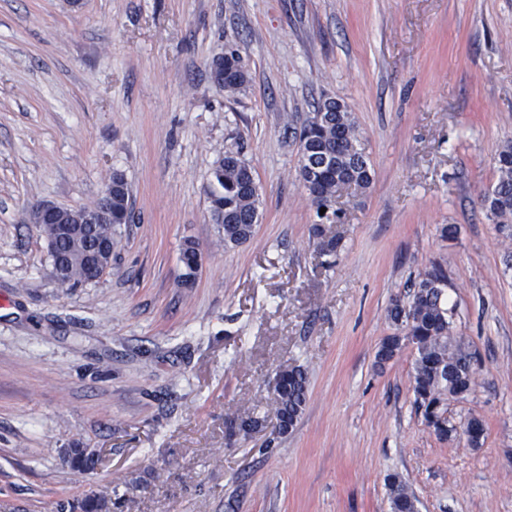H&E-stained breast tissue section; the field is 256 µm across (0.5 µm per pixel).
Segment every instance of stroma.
I'll list each match as a JSON object with an SVG mask.
<instances>
[{"mask_svg": "<svg viewBox=\"0 0 512 512\" xmlns=\"http://www.w3.org/2000/svg\"><path fill=\"white\" fill-rule=\"evenodd\" d=\"M236 52V94L213 60ZM335 96L371 188L344 192L322 254L297 131ZM512 141V0H0V512H512V239L487 216ZM252 168L260 219L228 246L215 162ZM132 221L112 265L60 287L29 218L93 208L114 173ZM455 234L443 238V226ZM202 266L181 282L185 240ZM476 350L473 391L441 439L414 403L413 347L385 365L387 308L433 265ZM308 374L279 434L272 382ZM261 417L228 437V417ZM69 448H98L79 471ZM212 75L216 84L219 86L224 85V89L230 92H236L245 87L248 82L247 73L243 69L236 68V71L230 76V78L224 84V78L227 73L224 72V59L223 56L217 57L212 65ZM386 487L391 512H417L418 500L403 479L398 475H389Z\"/></svg>", "mask_w": 512, "mask_h": 512, "instance_id": "1", "label": "stroma"}]
</instances>
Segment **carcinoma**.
<instances>
[{"label":"carcinoma","instance_id":"obj_1","mask_svg":"<svg viewBox=\"0 0 512 512\" xmlns=\"http://www.w3.org/2000/svg\"><path fill=\"white\" fill-rule=\"evenodd\" d=\"M323 114L326 122L312 143L310 159L319 163L326 152L334 154L336 177L309 191L315 208L324 203L335 204L342 192L352 190L365 193L372 185V165L360 136L354 117L346 107L322 112L317 105L315 114ZM499 177L485 196V205L499 224L505 237L512 236V142L505 144L496 159ZM220 191L210 197V204L224 208V243L239 245L253 235V225L259 219V195L250 188L253 172L237 152L228 151L213 171ZM130 190L124 178L112 180V211L122 215L125 223L132 221L129 206ZM318 247L325 254L338 251L339 235L328 236L316 229ZM88 241L63 240L49 244L51 257L59 256L66 262L69 274L60 280L63 286L92 280L87 255ZM448 286L445 270L434 265L412 284L411 299L393 300L387 317L394 333L381 342L377 351L379 361H387L406 345H412L415 357L412 367L415 403L423 411L426 424L442 439L448 438V419L442 417L445 397L460 395V383L470 381L475 374L473 361L476 352L459 336L452 333V310L445 303L444 288ZM308 395L307 372L294 366L277 373L275 386L276 416L280 434L291 432L300 418ZM391 512H416L417 498L407 483L397 475H390L386 483ZM79 512H110V501L103 495L91 494L70 510Z\"/></svg>","mask_w":512,"mask_h":512}]
</instances>
